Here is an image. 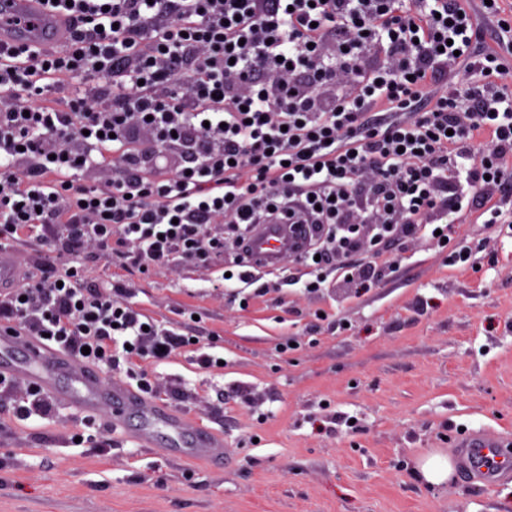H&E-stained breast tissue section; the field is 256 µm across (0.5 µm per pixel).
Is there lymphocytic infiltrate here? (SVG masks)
<instances>
[{
    "label": "lymphocytic infiltrate",
    "mask_w": 512,
    "mask_h": 512,
    "mask_svg": "<svg viewBox=\"0 0 512 512\" xmlns=\"http://www.w3.org/2000/svg\"><path fill=\"white\" fill-rule=\"evenodd\" d=\"M44 6L72 24L65 50L0 44V242L44 245L36 272L0 292V323L90 366L128 362L141 390L152 385L135 361L191 339L153 323L125 285L88 286V246L146 274L221 258L256 224H306L299 262L316 293L334 273L369 287L381 246L442 244L468 212L512 221V17L495 0L482 29L461 0ZM481 39L500 54L474 53ZM168 154L180 163L160 171ZM90 167L118 174L89 186L78 173Z\"/></svg>",
    "instance_id": "obj_1"
}]
</instances>
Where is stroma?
Listing matches in <instances>:
<instances>
[{
    "label": "stroma",
    "instance_id": "stroma-1",
    "mask_svg": "<svg viewBox=\"0 0 512 512\" xmlns=\"http://www.w3.org/2000/svg\"><path fill=\"white\" fill-rule=\"evenodd\" d=\"M457 240L469 263L420 240L375 287L309 294L266 273L256 298L211 292L231 249L146 275L89 258V283H126L147 316L198 336L145 369L153 400L223 435L224 462L60 405L18 419L24 386L0 387V512H512V477H466L456 447L466 432L512 441V230L476 211ZM204 352L223 368L201 369ZM431 450L454 465L446 485L415 469Z\"/></svg>",
    "mask_w": 512,
    "mask_h": 512
}]
</instances>
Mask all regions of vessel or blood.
Returning a JSON list of instances; mask_svg holds the SVG:
<instances>
[{
  "label": "vessel or blood",
  "mask_w": 512,
  "mask_h": 512,
  "mask_svg": "<svg viewBox=\"0 0 512 512\" xmlns=\"http://www.w3.org/2000/svg\"><path fill=\"white\" fill-rule=\"evenodd\" d=\"M0 39L51 49L68 44L71 35L66 20L46 17L38 0H0ZM308 230L305 224L259 225L246 241L244 254L251 266H278L284 258L305 251ZM22 274L10 250L1 249L0 288L16 284ZM0 376L33 384L56 403L113 427L137 417L136 438L141 444L156 445L163 432L168 447L184 448L186 457L218 461L224 456L223 440L191 417L148 399L124 382H105L86 364L8 324L0 325ZM460 446L480 476L490 480L512 473V452L505 450L500 440L473 435Z\"/></svg>",
  "instance_id": "obj_1"
}]
</instances>
